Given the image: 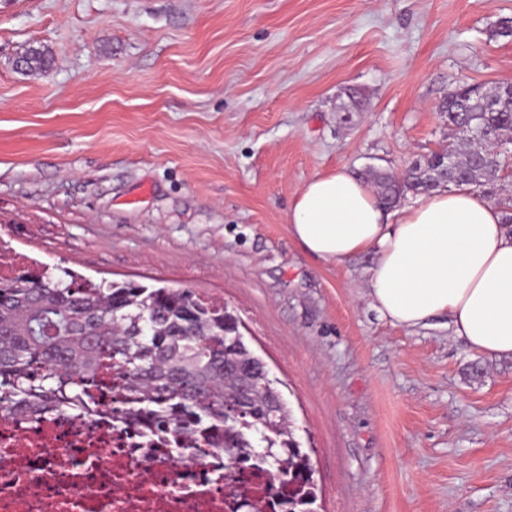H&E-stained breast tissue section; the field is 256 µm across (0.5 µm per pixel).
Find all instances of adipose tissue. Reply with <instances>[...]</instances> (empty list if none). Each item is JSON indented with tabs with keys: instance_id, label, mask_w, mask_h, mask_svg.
<instances>
[{
	"instance_id": "obj_1",
	"label": "adipose tissue",
	"mask_w": 512,
	"mask_h": 512,
	"mask_svg": "<svg viewBox=\"0 0 512 512\" xmlns=\"http://www.w3.org/2000/svg\"><path fill=\"white\" fill-rule=\"evenodd\" d=\"M467 186L441 187L388 217L347 167L309 179L288 230L309 255L340 262L374 252L367 293L392 325L444 315L478 354L512 356V225Z\"/></svg>"
}]
</instances>
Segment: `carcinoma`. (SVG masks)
I'll list each match as a JSON object with an SVG mask.
<instances>
[{"label":"carcinoma","instance_id":"obj_1","mask_svg":"<svg viewBox=\"0 0 512 512\" xmlns=\"http://www.w3.org/2000/svg\"><path fill=\"white\" fill-rule=\"evenodd\" d=\"M19 59L29 73L52 62L47 48L33 45ZM500 92V85L450 92L442 111L458 142L399 176L365 177L379 203L390 209L408 192L449 184L494 188L508 168L502 146L512 144V105L488 110ZM105 366L122 375L126 424L143 425L179 456L190 451L183 438L191 435L242 466H260L272 484L306 481L309 498L281 497L276 512H314L313 470L288 406L224 305L189 288L93 283L45 266L0 280V414L83 418L98 408L94 377Z\"/></svg>","mask_w":512,"mask_h":512}]
</instances>
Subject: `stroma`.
<instances>
[{
	"label": "stroma",
	"instance_id": "1",
	"mask_svg": "<svg viewBox=\"0 0 512 512\" xmlns=\"http://www.w3.org/2000/svg\"><path fill=\"white\" fill-rule=\"evenodd\" d=\"M505 18L512 0H0V241L232 308L317 512H512V358L444 318L392 326L374 253L325 262L287 224L310 178L453 141L444 96L512 82ZM31 44L53 57L33 75ZM19 59L22 63V71L29 73L44 71L52 62L50 51L44 46L29 45L20 53Z\"/></svg>",
	"mask_w": 512,
	"mask_h": 512
}]
</instances>
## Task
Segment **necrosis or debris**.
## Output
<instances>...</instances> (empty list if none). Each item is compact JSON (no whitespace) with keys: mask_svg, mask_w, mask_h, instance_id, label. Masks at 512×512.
Instances as JSON below:
<instances>
[{"mask_svg":"<svg viewBox=\"0 0 512 512\" xmlns=\"http://www.w3.org/2000/svg\"><path fill=\"white\" fill-rule=\"evenodd\" d=\"M112 398L84 420L0 415V512H236L237 494L264 498L263 472L225 480L223 450L138 447Z\"/></svg>","mask_w":512,"mask_h":512,"instance_id":"necrosis-or-debris-1","label":"necrosis or debris"}]
</instances>
